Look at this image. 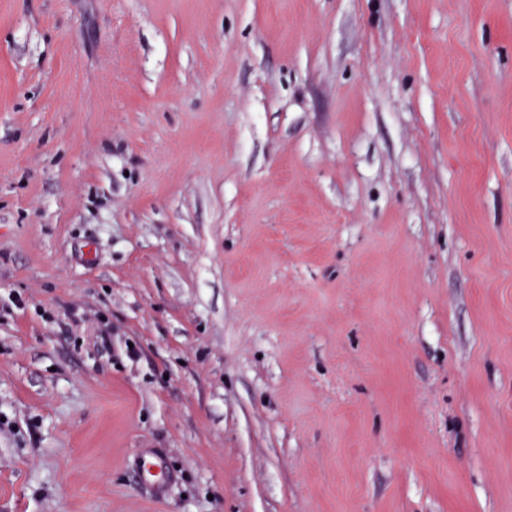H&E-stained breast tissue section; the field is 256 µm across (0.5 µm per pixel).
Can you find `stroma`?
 I'll list each match as a JSON object with an SVG mask.
<instances>
[{
    "mask_svg": "<svg viewBox=\"0 0 512 512\" xmlns=\"http://www.w3.org/2000/svg\"><path fill=\"white\" fill-rule=\"evenodd\" d=\"M0 512H512V0H0Z\"/></svg>",
    "mask_w": 512,
    "mask_h": 512,
    "instance_id": "obj_1",
    "label": "stroma"
}]
</instances>
